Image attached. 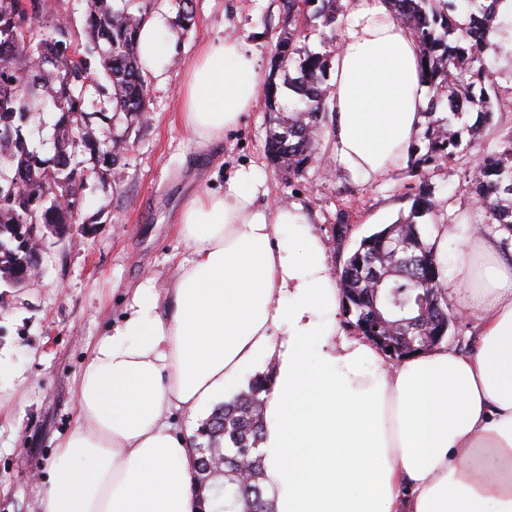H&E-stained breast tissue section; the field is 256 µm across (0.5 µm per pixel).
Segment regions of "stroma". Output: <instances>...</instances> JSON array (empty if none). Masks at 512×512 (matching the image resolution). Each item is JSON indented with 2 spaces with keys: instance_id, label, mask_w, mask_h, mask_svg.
<instances>
[{
  "instance_id": "35a3bbf8",
  "label": "stroma",
  "mask_w": 512,
  "mask_h": 512,
  "mask_svg": "<svg viewBox=\"0 0 512 512\" xmlns=\"http://www.w3.org/2000/svg\"><path fill=\"white\" fill-rule=\"evenodd\" d=\"M179 0H153L176 45L161 72H144L148 119L126 127L99 129L100 139L123 136L119 177L91 176L81 193V219H92V235L44 243L38 276L23 287L0 283V350L11 351L20 376L0 390V512H43L40 489L55 463L58 441L77 414V386L89 354L109 325L119 323L137 284L154 279L170 287L188 246L175 226L184 204L204 190L224 187L240 166L261 168L268 204L297 202L330 250L338 268L336 211L350 202L351 240H360L408 213L405 196L411 179L406 166L365 182L336 164L310 169L288 180L265 157V141L277 114L292 111L298 97L281 87L275 105L259 102L239 127L223 139L197 148L180 119L178 93L202 43L236 38L268 77L278 35L285 22L280 0H193L191 27L179 22ZM65 19L76 42H83V0H47L42 37L49 25ZM487 59L498 98L512 99V41L503 32ZM464 161L451 163L432 179L436 198L447 206L439 223L475 228L484 218L464 190Z\"/></svg>"
}]
</instances>
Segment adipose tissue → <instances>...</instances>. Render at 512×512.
I'll use <instances>...</instances> for the list:
<instances>
[{"mask_svg": "<svg viewBox=\"0 0 512 512\" xmlns=\"http://www.w3.org/2000/svg\"><path fill=\"white\" fill-rule=\"evenodd\" d=\"M332 63L335 159L369 182L407 159L427 107L419 50L382 0H347ZM172 42L161 17L138 34L143 68ZM243 42L200 47L180 90L199 147L260 97ZM256 166L183 207L189 253L167 292L134 289L96 343L77 389L43 512H197L187 419L249 367L275 362L260 450L277 512H512V247L467 234L444 282L478 320L470 351H423L388 367L340 335L327 248L298 203L258 205Z\"/></svg>", "mask_w": 512, "mask_h": 512, "instance_id": "1", "label": "adipose tissue"}]
</instances>
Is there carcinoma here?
<instances>
[{"mask_svg":"<svg viewBox=\"0 0 512 512\" xmlns=\"http://www.w3.org/2000/svg\"><path fill=\"white\" fill-rule=\"evenodd\" d=\"M500 0H484L478 11L459 20V0H384L390 12L415 37L424 83L432 91L427 122L411 145L408 169L418 181L407 187L411 200L408 215L362 237L337 269L344 313L351 332L372 323L382 314L384 328L397 346L426 333L435 335L448 326V300L427 288L440 282L434 244L420 219L444 210L432 190L433 174L447 164L466 159L469 164L465 190L486 213L488 223L512 237V130L498 148L484 149L477 128L463 131L456 121L477 109L486 122L493 120V102L486 87L490 73L489 36ZM288 28L277 38V70L263 83L265 100L277 99L276 75L286 76L288 86L300 95V107L280 118L266 143L268 161L292 178L314 167L318 136L329 121L330 86L326 83L328 56L301 50L311 23L338 31L339 0H281ZM152 0H124L116 9L109 0H85L87 27L82 50L73 48V34L66 25H53L43 38L32 37V16L43 13L42 0H0V281L18 287L26 266L16 250V239L28 224H42L38 236H52L51 224H65L73 214L60 200L77 203L87 170L76 160L82 147L93 169H117L123 145L103 143L94 127L132 124L147 112L144 78L138 59L137 35L149 20ZM103 69L104 91L110 109L87 112L84 91L91 62ZM297 76H290V69ZM447 101L448 112L435 110ZM50 104L58 112L57 155L53 163L30 149L23 129L34 112ZM271 375L257 374L247 389L214 408L198 428L194 451L205 467L215 454L224 455V483L214 487L215 498H224L221 512H275L262 485L265 398ZM248 457L252 478L238 481L235 460Z\"/></svg>","mask_w":512,"mask_h":512,"instance_id":"1","label":"carcinoma"}]
</instances>
